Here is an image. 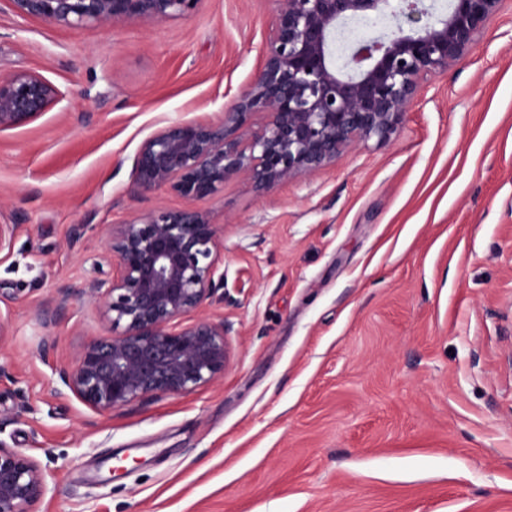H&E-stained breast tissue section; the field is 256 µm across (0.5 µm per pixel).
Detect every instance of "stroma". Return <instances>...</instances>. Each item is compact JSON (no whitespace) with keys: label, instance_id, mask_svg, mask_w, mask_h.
Returning <instances> with one entry per match:
<instances>
[{"label":"stroma","instance_id":"1","mask_svg":"<svg viewBox=\"0 0 512 512\" xmlns=\"http://www.w3.org/2000/svg\"><path fill=\"white\" fill-rule=\"evenodd\" d=\"M274 7L75 29L0 0V75L64 94L0 130V444L46 468L38 512H512V0L388 141L265 195L244 176L137 191L150 133L251 82ZM188 208L217 226L228 297L201 313L228 325L229 365L94 413L58 370L113 331L82 293L104 232ZM71 298V291L67 288L59 289L48 302L35 311V318L44 325L50 323L53 315L65 309Z\"/></svg>","mask_w":512,"mask_h":512}]
</instances>
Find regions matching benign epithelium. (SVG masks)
I'll return each instance as SVG.
<instances>
[{"label":"benign epithelium","instance_id":"benign-epithelium-1","mask_svg":"<svg viewBox=\"0 0 512 512\" xmlns=\"http://www.w3.org/2000/svg\"><path fill=\"white\" fill-rule=\"evenodd\" d=\"M21 18L79 28L119 21L157 23L186 16L201 0H10ZM503 0H397L393 15L411 24L357 39L344 57L337 32L387 13L389 0H275L250 84L216 120H176L145 138L133 161L140 192L170 188L187 198L224 191L247 175L259 191L311 176L339 154L390 139L428 77L457 65ZM60 90L32 71L0 76V129L46 112ZM112 273L83 289L114 327L85 345L59 376L97 413L214 383L228 366L222 317L179 320L224 298L216 225L192 209L141 213L106 231ZM71 298L59 289L35 311L43 324ZM45 472L33 457L0 445V512H37Z\"/></svg>","mask_w":512,"mask_h":512}]
</instances>
